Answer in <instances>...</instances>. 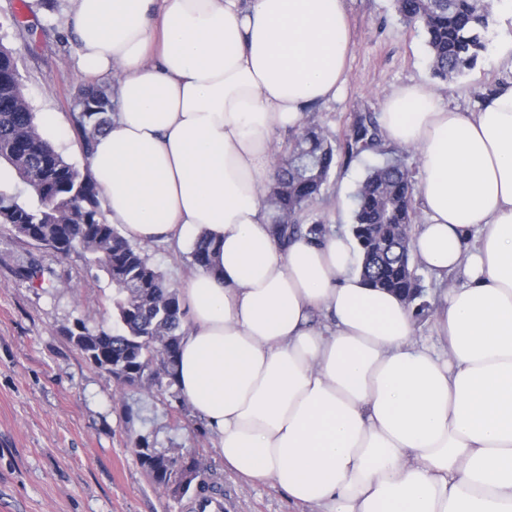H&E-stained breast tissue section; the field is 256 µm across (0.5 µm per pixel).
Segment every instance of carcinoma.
<instances>
[{
    "label": "carcinoma",
    "instance_id": "carcinoma-1",
    "mask_svg": "<svg viewBox=\"0 0 512 512\" xmlns=\"http://www.w3.org/2000/svg\"><path fill=\"white\" fill-rule=\"evenodd\" d=\"M405 23H419L433 75L451 80L474 68L487 48L489 0H395ZM80 112L72 114L83 152L115 112L112 95L99 86L81 91ZM348 148L359 154L377 151L382 132L369 113L356 115L347 134ZM334 162L331 135L312 116L286 148L267 188L274 211L272 233L284 245L304 234L319 239L327 232L320 221L305 223L321 196ZM0 163L10 168L17 185L0 190V224L19 239L61 258L73 253L85 265L106 274L114 286L113 327L91 330L78 319L67 340L95 367L115 377L122 388L147 387L184 404L175 386L179 341L187 327L177 289L147 254L124 239L103 216L101 191L90 171L82 172L41 135L23 93L19 73L0 60ZM413 181L397 161L368 169L354 194L351 232L362 255L361 276L373 287L392 293L420 287L411 263ZM215 243L201 233L190 252V264H212ZM14 276L35 288L57 287L55 271L35 258L19 263ZM140 466L153 483L167 490L184 479L182 470L161 463L166 455L148 440L136 448Z\"/></svg>",
    "mask_w": 512,
    "mask_h": 512
}]
</instances>
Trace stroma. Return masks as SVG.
Returning a JSON list of instances; mask_svg holds the SVG:
<instances>
[{
	"label": "stroma",
	"instance_id": "stroma-1",
	"mask_svg": "<svg viewBox=\"0 0 512 512\" xmlns=\"http://www.w3.org/2000/svg\"><path fill=\"white\" fill-rule=\"evenodd\" d=\"M352 31L346 81L335 100L309 115L334 137L336 165L313 206L329 232H348L353 194L382 155L347 160L346 132L357 113L379 114L398 88L420 83L442 106L477 111L489 89L512 81V0H493L488 45L477 66L442 83L431 71L420 25L398 20L393 0H344ZM67 0H0V43L12 49L25 97L36 118L53 114L45 136L78 169L88 160L74 145V104L86 84L74 40L60 41L57 20ZM34 252L60 277L45 291L12 270ZM112 284L87 270L78 255L60 260L32 250L0 226V512H191L190 497L159 488L135 448L148 439L157 452L192 454L222 478L225 512H315L291 501L273 482L249 483L224 468L217 439L194 415L176 416L143 389L119 388L65 337L75 320L90 329L111 323Z\"/></svg>",
	"mask_w": 512,
	"mask_h": 512
}]
</instances>
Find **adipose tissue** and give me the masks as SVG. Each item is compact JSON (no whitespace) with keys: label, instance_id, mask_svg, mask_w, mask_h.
Listing matches in <instances>:
<instances>
[{"label":"adipose tissue","instance_id":"adipose-tissue-1","mask_svg":"<svg viewBox=\"0 0 512 512\" xmlns=\"http://www.w3.org/2000/svg\"><path fill=\"white\" fill-rule=\"evenodd\" d=\"M68 2L82 73L118 76L88 156L108 223L215 241L178 286L176 387L225 468L318 512H512V84L468 115L419 84L382 107L387 138L420 152L430 345L348 236L270 232L276 134L345 82L343 0Z\"/></svg>","mask_w":512,"mask_h":512}]
</instances>
